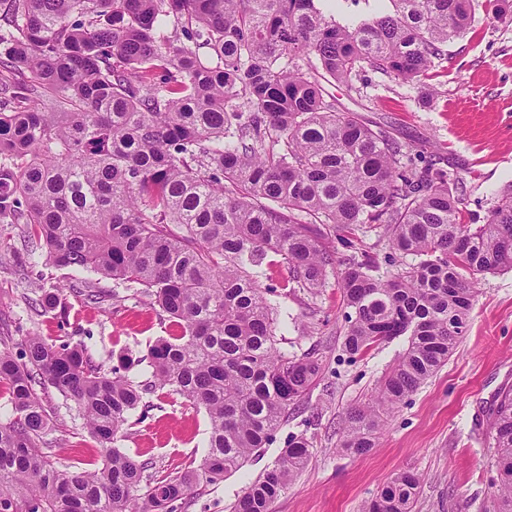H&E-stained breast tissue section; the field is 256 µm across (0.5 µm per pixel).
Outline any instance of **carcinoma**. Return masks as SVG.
Returning a JSON list of instances; mask_svg holds the SVG:
<instances>
[{"label": "carcinoma", "mask_w": 512, "mask_h": 512, "mask_svg": "<svg viewBox=\"0 0 512 512\" xmlns=\"http://www.w3.org/2000/svg\"><path fill=\"white\" fill-rule=\"evenodd\" d=\"M341 23L316 0H3L0 3V224H23L59 269L120 281L149 297L178 333L157 339L151 380L125 357L107 370L72 336L0 335V512H174L265 447L315 383L319 358L276 347L279 306L259 284L272 253L303 288L341 277L352 354L407 345L373 402L351 410L340 447H376L383 415L447 361L481 274L512 271V189L482 224L464 220L448 172L427 145H404L322 82L368 67L417 83L472 25L474 0H387ZM485 11L512 21V0ZM315 59L319 77L294 68ZM323 224L352 233L385 224L414 262L384 275L364 254L319 245ZM106 295L65 277L36 305L65 319L66 296ZM70 401L101 448V466L52 459L41 394ZM206 411V455L164 475L123 452L146 395ZM495 512H512V386L490 406ZM308 443L288 442L233 512H269L302 470ZM420 477L399 473L362 512H412Z\"/></svg>", "instance_id": "obj_1"}]
</instances>
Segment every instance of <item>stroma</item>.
<instances>
[{"label": "stroma", "mask_w": 512, "mask_h": 512, "mask_svg": "<svg viewBox=\"0 0 512 512\" xmlns=\"http://www.w3.org/2000/svg\"><path fill=\"white\" fill-rule=\"evenodd\" d=\"M427 83L435 90L428 107L418 102L419 85L374 71L352 86L331 82L325 89L337 111L359 113L401 143L429 146L459 187L466 221L482 220L512 185V22L476 8L471 29L449 42L446 59L435 63ZM389 237L378 224L358 233L353 244L335 233L322 244L339 258L369 252L386 272L403 261ZM341 272L334 267L322 288L309 290L294 286L286 264L265 267L260 283L274 289L289 316L278 327V348L315 353L321 372L272 442L222 482L197 483L178 512H233L238 497L296 438L307 440L310 457L270 512H361L365 500L402 472L420 478L413 512H493L497 472L487 409L501 388L512 385V271L479 277L466 329L447 363L386 415L376 448L365 455L341 450L343 419L369 402L406 342L399 338L362 355L346 351ZM56 274L44 252L28 256L15 225L0 224V332L18 342L35 334L88 335L97 362L109 367L126 353L138 360L132 377L149 378L142 358L150 344L169 335L170 320L148 297L94 274L90 282L111 293L105 304L94 307L72 296L67 320L37 315L32 303ZM52 400L58 406L52 435L69 442L56 449V460L99 462V447L77 415L63 408L60 395ZM208 432L203 410L177 396H154L143 422L119 448L169 471L200 460Z\"/></svg>", "instance_id": "obj_1"}]
</instances>
